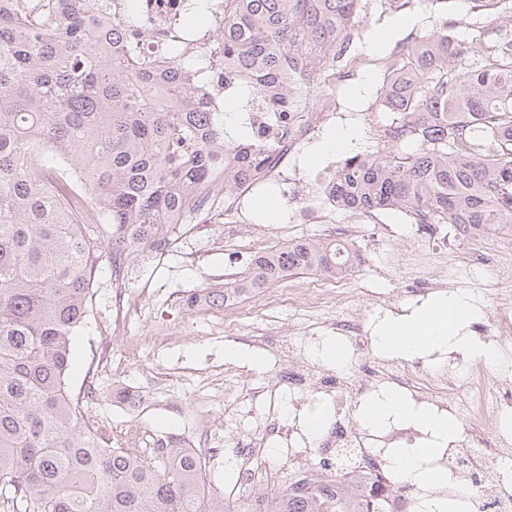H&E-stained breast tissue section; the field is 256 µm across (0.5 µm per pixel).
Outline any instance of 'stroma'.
<instances>
[{"instance_id": "1", "label": "stroma", "mask_w": 512, "mask_h": 512, "mask_svg": "<svg viewBox=\"0 0 512 512\" xmlns=\"http://www.w3.org/2000/svg\"><path fill=\"white\" fill-rule=\"evenodd\" d=\"M363 22L352 38L348 57L339 77L328 78L324 95L338 112L336 127H354L361 136L354 152H373L378 148V134L388 114L379 100V89L386 78V61L396 46L412 37L429 33L436 20L437 8L424 4L401 10L391 9L386 0H363ZM448 18L452 33L460 40L481 33L492 42L505 38L512 41V8L479 5L478 0H448ZM372 29H390L391 43L378 51L367 49L366 34ZM321 137L313 132L299 138L288 163L287 193L282 200L280 219L268 227L267 237L281 246L300 237L322 238L331 235L334 225L350 221L347 211L328 206L323 224H298L294 217L301 207L318 201L321 177L341 168L346 155L327 156L319 165L309 168L303 163L307 149ZM361 244L369 262L357 265L346 276L347 288L355 301H362L364 287L386 293L387 308L372 312L366 322L368 332H375L380 321L389 315L409 312L423 299L435 297L433 289L423 295L408 293L413 274L392 267L391 246L379 238L382 225L408 226L404 211H379L360 218ZM253 242V222L244 220L228 226L223 218L194 236H180L171 251L163 255H141L129 264L128 288L139 292L140 299L127 323L112 325V275L108 264H101L92 288V305L85 324L72 338L73 362L67 377L71 395L82 393L86 383H94L96 395L85 404L89 415L109 430L131 426L161 432H180L185 428L211 426L216 438L232 432L255 429L266 410L264 397L251 393L256 382L274 385L278 367L268 352H261L259 365H246L236 370L234 360L225 358L227 349H247L246 338L257 329L275 327L280 332L301 328L294 341L297 352L322 369L336 371V364L322 359L323 344L335 341V333L323 321L336 314L339 306L329 302L321 309L309 308L304 296L293 301H274L252 309L242 319L235 337L224 333L223 313L199 316L184 328H177L180 310L189 296L201 291L221 290L225 271L235 273L246 269L244 258L234 254V247H249ZM198 256L197 262L187 259L188 253ZM484 273L473 265L454 267L445 287L446 292L469 293L477 306L475 322L489 324L496 314L494 298L484 292ZM160 334L162 342L150 347L141 344V337ZM134 387L143 391V406L131 412L117 409L113 390ZM225 457L211 466L208 483L222 492L233 512H245L248 492L237 483V473Z\"/></svg>"}]
</instances>
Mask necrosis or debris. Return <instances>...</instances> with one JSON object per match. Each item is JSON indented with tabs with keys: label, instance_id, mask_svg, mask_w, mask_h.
Masks as SVG:
<instances>
[{
	"label": "necrosis or debris",
	"instance_id": "obj_1",
	"mask_svg": "<svg viewBox=\"0 0 512 512\" xmlns=\"http://www.w3.org/2000/svg\"><path fill=\"white\" fill-rule=\"evenodd\" d=\"M333 118V113L319 112L314 121L298 120L292 130L269 133L267 139L277 162L241 186V193L279 179L288 166L295 139ZM236 211L235 197L225 195L223 189L207 186L193 194L178 221L191 231L210 223L217 213L223 214L225 219H234ZM449 232L454 238L465 240L467 263L483 269L496 297L500 316L492 324L481 326L480 336L498 340L511 338L512 251L484 250L481 236H463L456 224L450 225ZM388 303L385 294L368 291L363 306L343 307L337 317L325 320L324 325L346 339L354 354H361L368 346L367 311L386 307ZM283 378L289 392H322L335 403L331 425L321 436L313 438L312 443L321 458L329 463L324 472L326 481L341 489L345 498L355 506L382 500L387 504V512H414L418 499L448 498L457 501L460 512H512V428L505 425L506 419L512 417V371L496 372L484 361L474 360L467 365L466 376L462 379L408 363L382 371L365 381L356 380L347 373L319 375L291 366L285 368ZM387 385L398 387L420 402L450 389L458 391V398L448 409L461 427V440L458 447L447 448L439 460L440 466L449 471L446 485L421 490L415 497L399 492L388 457L392 449L414 444V432L392 423L369 426L354 421L358 400L378 398L380 389ZM173 439L182 447L195 451L206 464L221 457L225 445H232L237 482L250 490L254 501L251 512H261L265 482L274 475L273 470L261 472L255 466L256 460L272 443L279 442L288 448L293 463L290 485L304 486L310 476L306 454L300 449L303 436L286 432L277 412L272 409L266 412L264 425L258 432L230 435L223 444L215 441L211 429L206 426L189 437L174 434Z\"/></svg>",
	"mask_w": 512,
	"mask_h": 512
}]
</instances>
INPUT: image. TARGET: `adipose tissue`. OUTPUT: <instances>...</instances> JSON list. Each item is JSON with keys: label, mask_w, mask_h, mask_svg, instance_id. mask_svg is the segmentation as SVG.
<instances>
[{"label": "adipose tissue", "mask_w": 512, "mask_h": 512, "mask_svg": "<svg viewBox=\"0 0 512 512\" xmlns=\"http://www.w3.org/2000/svg\"><path fill=\"white\" fill-rule=\"evenodd\" d=\"M474 314L475 304L467 293L435 296L410 312L385 318L378 330L379 347L389 355L410 358L431 355L453 345L489 365H496L498 349L474 343L466 335ZM361 415L371 425L393 420L427 433V440L397 449L390 457L389 462L400 482L418 486L447 483V470L429 467L428 462L438 456L440 446L451 442L458 432L457 422L448 414L426 410L397 392L389 391L363 405Z\"/></svg>", "instance_id": "1"}]
</instances>
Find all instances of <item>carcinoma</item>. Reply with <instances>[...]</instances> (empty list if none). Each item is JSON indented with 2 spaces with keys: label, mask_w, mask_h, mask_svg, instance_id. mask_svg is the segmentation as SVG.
I'll return each instance as SVG.
<instances>
[{
  "label": "carcinoma",
  "mask_w": 512,
  "mask_h": 512,
  "mask_svg": "<svg viewBox=\"0 0 512 512\" xmlns=\"http://www.w3.org/2000/svg\"><path fill=\"white\" fill-rule=\"evenodd\" d=\"M360 2L179 0L159 18L142 0H0V494L18 512H231L195 454L114 447L84 416L66 382L71 337L101 261L115 275L144 247L166 252L193 188L220 176L231 196L265 168L251 113L288 124L321 96ZM389 69L380 102L396 118L382 149L328 181L334 204L484 234L512 224V57L461 46L444 17ZM238 102L244 132L228 139L224 104ZM341 249L291 240L205 297L334 277L351 261ZM347 510L324 488H288L265 512Z\"/></svg>",
  "instance_id": "1"
}]
</instances>
